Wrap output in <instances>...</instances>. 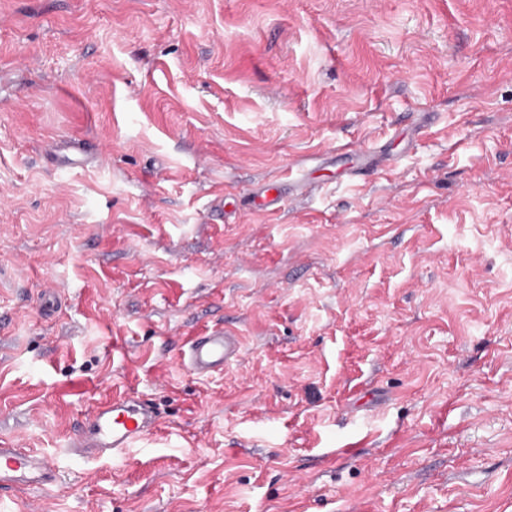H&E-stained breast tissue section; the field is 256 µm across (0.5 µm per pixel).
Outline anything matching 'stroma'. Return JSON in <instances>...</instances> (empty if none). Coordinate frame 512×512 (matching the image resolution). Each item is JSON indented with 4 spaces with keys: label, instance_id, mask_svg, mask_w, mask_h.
<instances>
[{
    "label": "stroma",
    "instance_id": "1",
    "mask_svg": "<svg viewBox=\"0 0 512 512\" xmlns=\"http://www.w3.org/2000/svg\"><path fill=\"white\" fill-rule=\"evenodd\" d=\"M0 443V512H512V0H0ZM343 157L348 161V174L350 176H359L363 174L365 167H373L375 166L377 170L383 171L390 167H381L378 169V164L372 165L370 164L369 156L357 145L348 148L342 154ZM181 352L183 365L193 374L203 376L234 361L241 351V340L227 328L200 332L192 336ZM160 425L151 401L125 393L101 403L80 422L67 443L74 458H124ZM59 476L54 457L0 445V491L57 486Z\"/></svg>",
    "mask_w": 512,
    "mask_h": 512
}]
</instances>
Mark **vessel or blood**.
<instances>
[{
  "label": "vessel or blood",
  "mask_w": 512,
  "mask_h": 512,
  "mask_svg": "<svg viewBox=\"0 0 512 512\" xmlns=\"http://www.w3.org/2000/svg\"><path fill=\"white\" fill-rule=\"evenodd\" d=\"M241 340L227 328L192 336L181 352L183 365L203 376L223 369L240 354ZM160 425L151 401L123 394L101 403L80 422L67 444L71 457L120 459L147 441ZM59 468L54 457L0 446V491L55 486Z\"/></svg>",
  "instance_id": "obj_1"
}]
</instances>
